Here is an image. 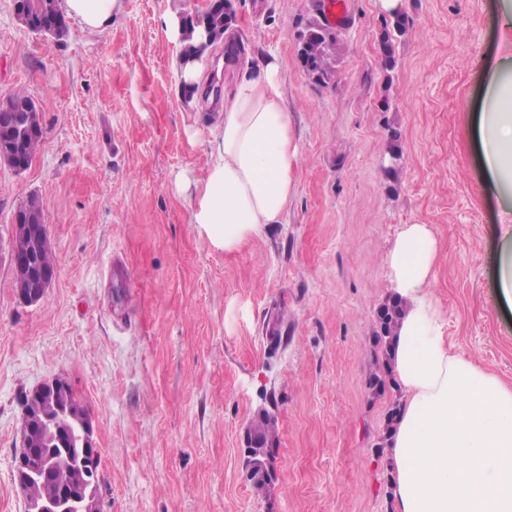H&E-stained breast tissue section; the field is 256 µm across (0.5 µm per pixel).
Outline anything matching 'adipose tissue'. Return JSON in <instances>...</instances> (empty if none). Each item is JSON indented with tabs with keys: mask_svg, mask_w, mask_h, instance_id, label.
<instances>
[{
	"mask_svg": "<svg viewBox=\"0 0 512 512\" xmlns=\"http://www.w3.org/2000/svg\"><path fill=\"white\" fill-rule=\"evenodd\" d=\"M120 0H64L83 28H108ZM225 91L211 131L217 157L185 198L192 223L224 251L279 223L292 196L297 148L274 55ZM476 132L487 187L512 211V55L487 58ZM439 258L425 224L407 225L388 251L391 281L406 304L394 365L407 400L391 454L393 512H512V385L454 353L431 284Z\"/></svg>",
	"mask_w": 512,
	"mask_h": 512,
	"instance_id": "1",
	"label": "adipose tissue"
}]
</instances>
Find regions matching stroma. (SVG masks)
I'll use <instances>...</instances> for the list:
<instances>
[{
	"label": "stroma",
	"mask_w": 512,
	"mask_h": 512,
	"mask_svg": "<svg viewBox=\"0 0 512 512\" xmlns=\"http://www.w3.org/2000/svg\"><path fill=\"white\" fill-rule=\"evenodd\" d=\"M398 2L411 29L394 40L395 68L382 66L384 0H347L326 86L297 58L312 0L238 4L201 84L229 87L274 52L298 156L280 223L227 253L174 185L213 161L203 114L223 99H185L161 17L206 0H121L110 28L73 21L60 42L0 0V98L24 89L45 128L27 172L0 167V512L25 510L12 473L21 395L56 376L94 416L101 512H390L386 424L405 392L368 382L382 370L372 336L392 291L384 257L408 224L437 238L433 291L454 351L512 383L492 237L512 215L485 188L475 131L479 72L512 38L493 32L498 0ZM33 194L58 275L26 306L9 244ZM116 253L132 267L122 288L103 276ZM269 397L279 463L265 495L246 479L242 427Z\"/></svg>",
	"instance_id": "stroma-1"
}]
</instances>
